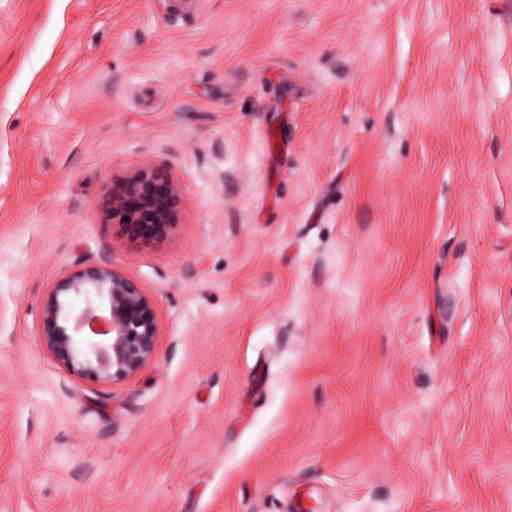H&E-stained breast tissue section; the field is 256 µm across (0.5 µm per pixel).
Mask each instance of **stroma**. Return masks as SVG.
Returning a JSON list of instances; mask_svg holds the SVG:
<instances>
[{
    "label": "stroma",
    "instance_id": "1",
    "mask_svg": "<svg viewBox=\"0 0 512 512\" xmlns=\"http://www.w3.org/2000/svg\"><path fill=\"white\" fill-rule=\"evenodd\" d=\"M107 260L161 336L100 385L39 326ZM301 501L512 512V0H0V512ZM180 214L178 185L149 164L112 189L109 198L112 223L128 237L149 244L165 242L179 224Z\"/></svg>",
    "mask_w": 512,
    "mask_h": 512
}]
</instances>
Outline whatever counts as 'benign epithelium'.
<instances>
[{
	"instance_id": "obj_1",
	"label": "benign epithelium",
	"mask_w": 512,
	"mask_h": 512,
	"mask_svg": "<svg viewBox=\"0 0 512 512\" xmlns=\"http://www.w3.org/2000/svg\"><path fill=\"white\" fill-rule=\"evenodd\" d=\"M112 223L132 239L166 241L180 223V190L144 164L112 189ZM40 344L56 362L98 384L135 377L158 350L160 324L152 297L112 261L65 269L45 293Z\"/></svg>"
}]
</instances>
